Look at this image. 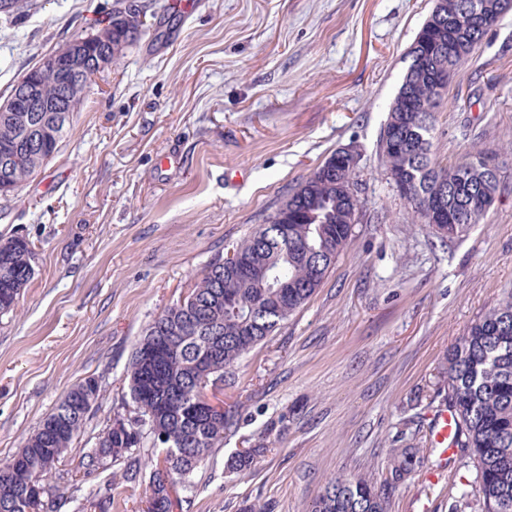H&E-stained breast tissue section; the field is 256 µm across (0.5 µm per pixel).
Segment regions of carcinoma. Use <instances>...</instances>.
I'll list each match as a JSON object with an SVG mask.
<instances>
[{
  "mask_svg": "<svg viewBox=\"0 0 512 512\" xmlns=\"http://www.w3.org/2000/svg\"><path fill=\"white\" fill-rule=\"evenodd\" d=\"M505 14L502 0H436L408 51L410 63L390 105L378 143L390 183L429 223L416 202L429 196L446 212L439 234L453 237L479 223L485 210L474 201L494 202L499 182L486 179L482 150L443 165L432 152L433 114L461 65L488 29ZM140 30L105 25L93 39L112 36V55L121 57ZM47 99L60 93L54 71L40 73ZM72 123L62 112H1L0 146L49 129L64 136ZM60 141L43 142L42 153H22L9 173L23 185L43 168V157L58 152ZM361 211L357 169L331 155L294 188L255 233L233 247L235 264L217 259L195 284L186 306L176 304L149 325L138 343L128 375L137 417L116 419L98 437L81 467L91 474L107 461L133 454L145 434L166 450V469L178 478L192 472L224 440L230 416L207 407L202 377L224 383V372L300 308L323 283L350 244ZM32 243L24 236L0 239V315L13 311L35 275ZM444 378L448 407L458 424L457 449L472 459L479 478L482 512H512V295L474 323L449 351ZM89 387L71 389L0 469V512H50L60 485L52 481L57 464L80 434L90 407L82 403ZM47 452L52 465L36 477L34 458ZM264 448H246L230 458L228 469H251ZM425 464L418 448H396L390 458L395 485ZM148 512H169L172 501L161 476L149 494ZM310 512H386L383 493L364 477L338 479L316 497Z\"/></svg>",
  "mask_w": 512,
  "mask_h": 512,
  "instance_id": "obj_1",
  "label": "carcinoma"
}]
</instances>
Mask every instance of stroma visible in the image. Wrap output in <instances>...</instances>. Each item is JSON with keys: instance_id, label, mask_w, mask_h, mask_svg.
Listing matches in <instances>:
<instances>
[{"instance_id": "35a3bbf8", "label": "stroma", "mask_w": 512, "mask_h": 512, "mask_svg": "<svg viewBox=\"0 0 512 512\" xmlns=\"http://www.w3.org/2000/svg\"><path fill=\"white\" fill-rule=\"evenodd\" d=\"M435 0H37L0 17V101L42 57L116 8L135 46L87 93L45 170L0 197V237L25 235L35 276L0 317V462L85 379L101 396L60 463L56 512H139L164 450L79 467L110 420L131 419L127 373L153 320L254 233L336 149L356 147L364 207L315 294L243 355L210 400L233 417L204 464L171 488L172 512H309L339 478L369 477L388 512H481L468 457L428 487L388 486L393 449L429 455L447 403L443 368L467 328L512 292V13L459 68L435 114L445 164L496 154L493 205L450 239L389 183L377 144ZM265 447L250 471L227 460ZM135 482H127L128 466ZM468 497H461L460 488Z\"/></svg>"}]
</instances>
